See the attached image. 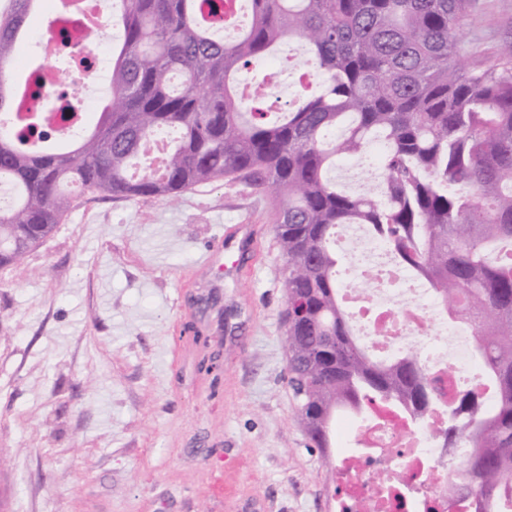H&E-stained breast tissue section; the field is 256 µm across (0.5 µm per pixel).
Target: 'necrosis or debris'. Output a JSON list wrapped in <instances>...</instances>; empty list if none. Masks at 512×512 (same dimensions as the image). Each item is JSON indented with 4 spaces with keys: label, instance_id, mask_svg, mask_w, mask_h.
Segmentation results:
<instances>
[{
    "label": "necrosis or debris",
    "instance_id": "necrosis-or-debris-1",
    "mask_svg": "<svg viewBox=\"0 0 512 512\" xmlns=\"http://www.w3.org/2000/svg\"><path fill=\"white\" fill-rule=\"evenodd\" d=\"M41 43L47 63L41 71L37 95H23L12 123L37 119L48 140L69 139L84 125L79 99L68 91L53 61L72 57L75 69L90 76L100 68L92 41L110 27L108 0H60ZM365 324L363 336L379 353L396 352L426 343L440 353L434 371L450 366L453 375L474 367L472 333L433 315L429 289L416 286L392 297L386 289L374 288L357 295ZM441 421L433 413L427 424L410 425L398 411L376 406L368 410L358 427L360 449L342 454L340 463L347 477L335 489L333 512H472L461 478L448 471L449 457L460 458L461 448H445L435 441Z\"/></svg>",
    "mask_w": 512,
    "mask_h": 512
}]
</instances>
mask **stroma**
Here are the masks:
<instances>
[{
	"instance_id": "stroma-1",
	"label": "stroma",
	"mask_w": 512,
	"mask_h": 512,
	"mask_svg": "<svg viewBox=\"0 0 512 512\" xmlns=\"http://www.w3.org/2000/svg\"><path fill=\"white\" fill-rule=\"evenodd\" d=\"M52 16L41 0L28 17L15 74ZM461 36L485 63L512 41V0H478ZM276 204L224 181L84 194L0 267V512H330L336 476L288 384ZM231 228L220 278L200 253Z\"/></svg>"
}]
</instances>
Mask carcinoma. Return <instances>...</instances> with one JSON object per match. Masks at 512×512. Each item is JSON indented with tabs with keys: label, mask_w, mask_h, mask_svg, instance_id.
<instances>
[{
	"label": "carcinoma",
	"mask_w": 512,
	"mask_h": 512,
	"mask_svg": "<svg viewBox=\"0 0 512 512\" xmlns=\"http://www.w3.org/2000/svg\"><path fill=\"white\" fill-rule=\"evenodd\" d=\"M38 0L0 13V124L18 106L16 40ZM121 0L123 43L96 126L60 150H36L0 129V266L16 264L72 207L73 189L113 198L174 199L195 186L243 181L279 199L276 237L288 303V383L302 427L332 447L341 412L375 402L470 449L462 478L478 512L512 508V41L482 67L461 65L475 0ZM308 48L312 70L278 117L244 95L238 73L285 44ZM339 136H334L335 131ZM175 134L154 169L148 144ZM381 144L380 191L351 192L336 160ZM343 224L383 242L393 266L428 285L452 320L477 336L480 377L443 403L416 350L382 359L350 326L332 249Z\"/></svg>",
	"instance_id": "obj_1"
}]
</instances>
